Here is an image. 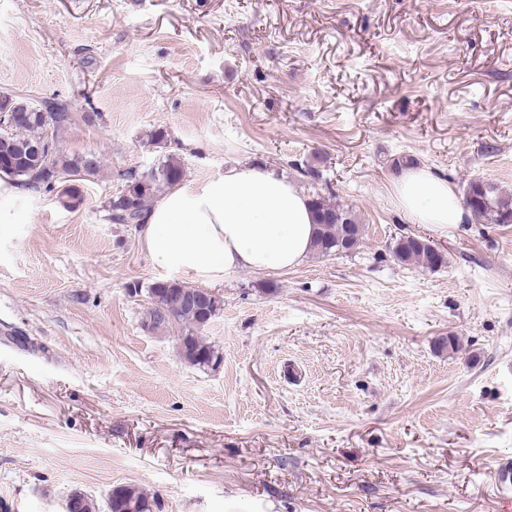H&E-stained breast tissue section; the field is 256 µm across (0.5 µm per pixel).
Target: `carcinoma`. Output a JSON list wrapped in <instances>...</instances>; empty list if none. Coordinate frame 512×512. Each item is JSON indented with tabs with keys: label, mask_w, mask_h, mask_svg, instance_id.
Wrapping results in <instances>:
<instances>
[{
	"label": "carcinoma",
	"mask_w": 512,
	"mask_h": 512,
	"mask_svg": "<svg viewBox=\"0 0 512 512\" xmlns=\"http://www.w3.org/2000/svg\"><path fill=\"white\" fill-rule=\"evenodd\" d=\"M42 107L50 113L58 131L67 129L73 121V113L62 105L45 102ZM45 125L42 115L34 113V120L19 130L0 131V157L7 156L17 166L0 168L5 175L19 186L34 192H56L59 202L67 209H76L83 203V195L76 182L95 174L100 162L90 164L86 158L68 160L63 157L59 143H54L50 160L35 167L31 163L34 146L43 141ZM184 177L182 164L170 159L160 168L147 174H129L126 186L132 200L118 192L108 201L109 216L117 224H142L147 211L152 207L159 193L177 186ZM467 208L479 223L512 224V197L505 196L490 183L472 180L464 192ZM310 202L316 216L317 235L314 252L322 255L349 253L360 247L364 237V226L359 224L352 209L343 206L318 191L312 193ZM392 254L399 263L415 265L424 269H437L447 264L445 254L435 249L428 241L416 236H403L394 242ZM150 287L161 290L158 306L149 307L148 313L160 317L158 328L176 330L177 340H186L189 351L184 357L190 365L207 369L201 355L211 359L222 358L219 348L210 342L204 331L211 318L224 305L214 295L211 299V317L204 311L184 302V299L201 293V289L188 286L178 280H160ZM159 506L155 496L136 485L117 486L108 496V512H152Z\"/></svg>",
	"instance_id": "cac0c4a2"
}]
</instances>
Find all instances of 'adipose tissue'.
Listing matches in <instances>:
<instances>
[{
	"label": "adipose tissue",
	"instance_id": "obj_1",
	"mask_svg": "<svg viewBox=\"0 0 512 512\" xmlns=\"http://www.w3.org/2000/svg\"><path fill=\"white\" fill-rule=\"evenodd\" d=\"M413 224L445 227L470 218L453 183L426 167L406 169L392 188ZM142 246L170 272L216 282L243 269L286 271L311 255L309 197L284 174L239 162L223 175L185 180L148 210Z\"/></svg>",
	"mask_w": 512,
	"mask_h": 512
}]
</instances>
